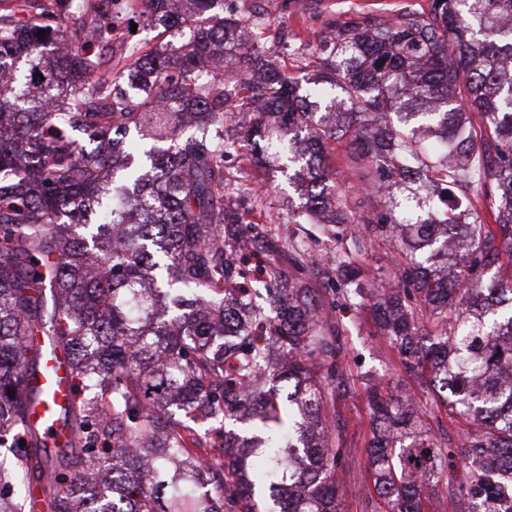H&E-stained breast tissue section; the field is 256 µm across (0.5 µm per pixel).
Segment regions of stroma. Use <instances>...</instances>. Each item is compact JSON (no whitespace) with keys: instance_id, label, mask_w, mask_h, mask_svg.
Segmentation results:
<instances>
[{"instance_id":"1","label":"stroma","mask_w":512,"mask_h":512,"mask_svg":"<svg viewBox=\"0 0 512 512\" xmlns=\"http://www.w3.org/2000/svg\"><path fill=\"white\" fill-rule=\"evenodd\" d=\"M270 24L297 32L326 30L336 20L356 12L392 13L421 10L427 0H265ZM336 187L347 193L354 210L365 211L376 203L364 186L372 175L368 167L348 156L338 157ZM254 183L263 184L267 216L271 221L284 219L289 210L298 209L303 198L288 183L282 162L274 161L252 173ZM354 266L360 270L363 286L375 288L392 278L402 262L399 250L389 242L366 241L362 250L353 251ZM317 297L326 301V330H338L336 382L328 390L324 419L332 443L340 448L339 468L345 473L341 491L342 512H383L384 506L374 490L367 448L372 438L371 409L367 387L378 382L389 390L410 396L424 410H435L432 392L407 373L396 349L378 329L369 309L332 306V293L319 275L308 281Z\"/></svg>"}]
</instances>
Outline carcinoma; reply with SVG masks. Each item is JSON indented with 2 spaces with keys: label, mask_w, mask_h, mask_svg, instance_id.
<instances>
[{
  "label": "carcinoma",
  "mask_w": 512,
  "mask_h": 512,
  "mask_svg": "<svg viewBox=\"0 0 512 512\" xmlns=\"http://www.w3.org/2000/svg\"><path fill=\"white\" fill-rule=\"evenodd\" d=\"M428 3L336 21L328 41L296 34L315 45L303 86L259 27L212 13L224 0H0V512H257L258 493L277 512H340L322 422L336 369L312 364L336 356V334L308 287L302 224H363L398 245L410 290L365 288L348 259L319 274L340 279L344 307L370 305L405 370L476 426L451 447L407 397L370 386L384 512H425L445 482L461 512H512V280L473 279L512 250V0ZM131 16L187 36L141 51ZM228 61L234 96L224 69L197 77ZM244 113L265 144L235 135ZM338 146L378 178L379 209L336 196ZM233 151L288 161L306 199L288 232L255 229L254 185L244 221ZM226 224L269 271L252 275ZM27 336L73 375L52 450L20 396L41 368ZM255 407L251 438L218 427Z\"/></svg>",
  "instance_id": "obj_1"
}]
</instances>
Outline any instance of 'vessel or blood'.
<instances>
[{"instance_id":"vessel-or-blood-1","label":"vessel or blood","mask_w":512,"mask_h":512,"mask_svg":"<svg viewBox=\"0 0 512 512\" xmlns=\"http://www.w3.org/2000/svg\"><path fill=\"white\" fill-rule=\"evenodd\" d=\"M33 389L41 395L31 410L33 422L43 433L46 441H55L60 435L58 411L71 397L69 370L62 355L49 356L45 370L25 377L23 392L27 393Z\"/></svg>"}]
</instances>
